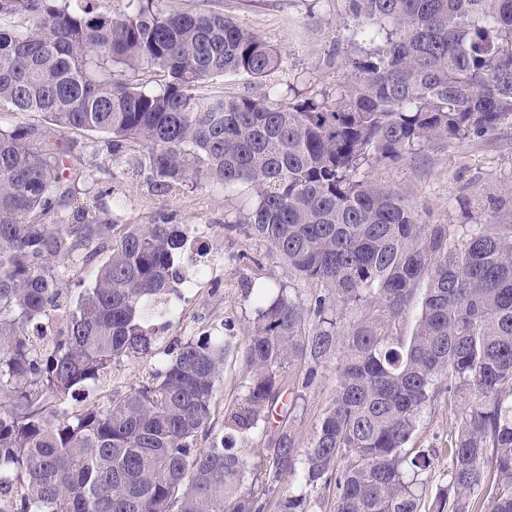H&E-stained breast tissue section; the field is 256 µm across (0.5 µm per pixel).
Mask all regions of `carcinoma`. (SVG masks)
<instances>
[{
	"mask_svg": "<svg viewBox=\"0 0 512 512\" xmlns=\"http://www.w3.org/2000/svg\"><path fill=\"white\" fill-rule=\"evenodd\" d=\"M344 15L349 80L279 102L213 87L261 85L284 63L220 0H0V512H264L287 479L334 485L335 512H512V182L489 225L423 224L368 180L512 117V0H344ZM25 113L41 120L14 121ZM70 134L106 147L114 180L127 165L165 191L251 187L224 230L288 266L289 288L254 299L246 393L208 448L222 336L72 406L124 360L155 357L175 258L205 249L172 215L120 224L78 202ZM100 255L71 299L61 266ZM299 358L304 388L336 361L303 452L297 400L278 411ZM442 398L456 426L446 485L425 501L414 487L433 454L410 443ZM278 508L306 512L305 496Z\"/></svg>",
	"mask_w": 512,
	"mask_h": 512,
	"instance_id": "obj_1",
	"label": "carcinoma"
}]
</instances>
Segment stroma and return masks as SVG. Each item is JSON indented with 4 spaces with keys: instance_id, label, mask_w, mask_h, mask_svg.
I'll return each mask as SVG.
<instances>
[{
    "instance_id": "stroma-1",
    "label": "stroma",
    "mask_w": 512,
    "mask_h": 512,
    "mask_svg": "<svg viewBox=\"0 0 512 512\" xmlns=\"http://www.w3.org/2000/svg\"><path fill=\"white\" fill-rule=\"evenodd\" d=\"M224 14L282 48V68L266 84L282 99L308 97L334 91L344 85L349 72L343 62L349 47L345 41L341 0H221ZM81 169L86 180L80 190L99 195L108 210L126 224H155L161 216H174L180 224H204L208 249L204 270H197L192 252H182L175 265L185 280L170 298V313L160 333L159 349L203 333L221 336L229 344L224 358L215 418L241 403L245 393V340L254 318L253 296L261 285L285 286L288 268L254 240L224 230V216L247 207L246 187L230 190L208 181L194 188L170 192L157 190L148 170L131 171L119 185H112V158L107 152L83 154ZM373 184L404 197L425 224H459L465 215L489 222V200L504 183L512 181V119L481 137L447 148H434L386 166L373 167ZM158 360L131 359L113 369L97 393L137 387L158 367ZM297 367L285 372L289 393H303L295 424L299 448H307L313 431L329 406L336 386V372L325 367L316 381L298 390ZM453 418L446 402L424 410L419 418L415 445L435 450V469L425 495H433L448 471V433Z\"/></svg>"
}]
</instances>
